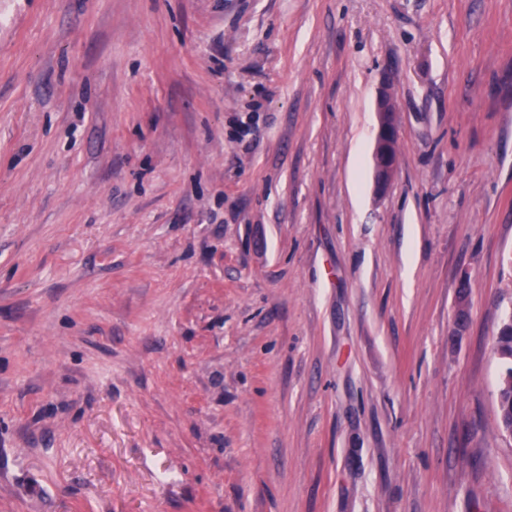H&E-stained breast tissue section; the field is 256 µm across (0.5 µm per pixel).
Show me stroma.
Masks as SVG:
<instances>
[{"mask_svg": "<svg viewBox=\"0 0 512 512\" xmlns=\"http://www.w3.org/2000/svg\"><path fill=\"white\" fill-rule=\"evenodd\" d=\"M511 317L512 0H0V512H512ZM379 128L373 151L374 185L377 194H382L392 180L397 167V109L392 96L382 92L377 101ZM496 349L501 359L506 363L498 388V417L503 428L512 425V386L505 384L504 378H512V320L506 321L500 327L496 337ZM512 436V428L505 430Z\"/></svg>", "mask_w": 512, "mask_h": 512, "instance_id": "35a3bbf8", "label": "stroma"}]
</instances>
